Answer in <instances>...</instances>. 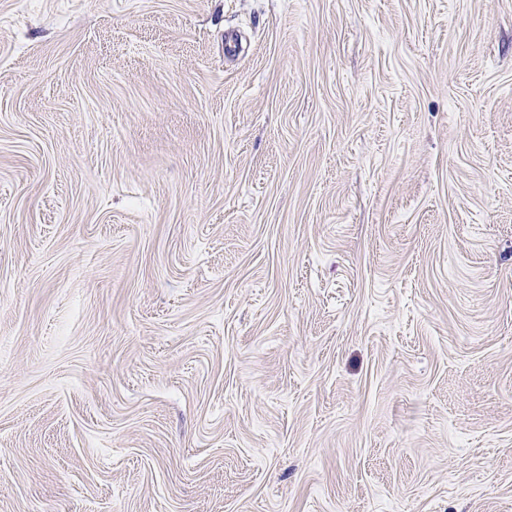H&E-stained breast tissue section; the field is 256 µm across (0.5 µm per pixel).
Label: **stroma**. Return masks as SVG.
I'll use <instances>...</instances> for the list:
<instances>
[{
    "label": "stroma",
    "instance_id": "obj_1",
    "mask_svg": "<svg viewBox=\"0 0 512 512\" xmlns=\"http://www.w3.org/2000/svg\"><path fill=\"white\" fill-rule=\"evenodd\" d=\"M0 512H512V0H0Z\"/></svg>",
    "mask_w": 512,
    "mask_h": 512
}]
</instances>
